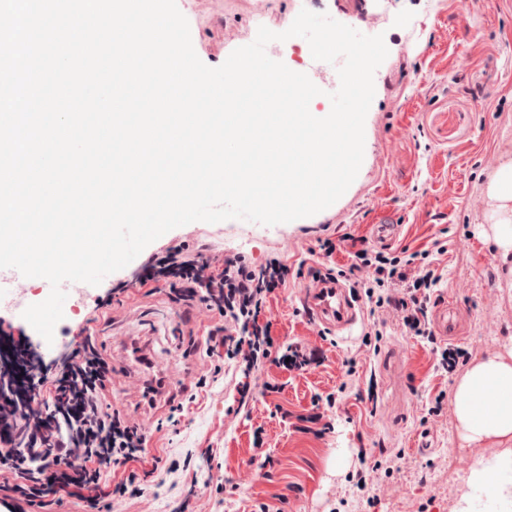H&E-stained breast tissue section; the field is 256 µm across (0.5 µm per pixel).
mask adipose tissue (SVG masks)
<instances>
[{
	"label": "adipose tissue",
	"mask_w": 512,
	"mask_h": 512,
	"mask_svg": "<svg viewBox=\"0 0 512 512\" xmlns=\"http://www.w3.org/2000/svg\"><path fill=\"white\" fill-rule=\"evenodd\" d=\"M498 203L494 239L503 251L512 250V166H502L488 187ZM455 415L467 443L499 442L498 468L512 469V361L491 355L475 363L457 388Z\"/></svg>",
	"instance_id": "ef3b65f1"
}]
</instances>
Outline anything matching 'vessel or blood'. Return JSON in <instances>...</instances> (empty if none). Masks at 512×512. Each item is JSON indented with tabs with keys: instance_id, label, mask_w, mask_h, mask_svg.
Segmentation results:
<instances>
[{
	"instance_id": "vessel-or-blood-1",
	"label": "vessel or blood",
	"mask_w": 512,
	"mask_h": 512,
	"mask_svg": "<svg viewBox=\"0 0 512 512\" xmlns=\"http://www.w3.org/2000/svg\"><path fill=\"white\" fill-rule=\"evenodd\" d=\"M313 321L333 333L350 329L359 319V305L340 283L318 284L305 293ZM433 322L442 337L460 336L461 321L452 303L442 300L434 309Z\"/></svg>"
}]
</instances>
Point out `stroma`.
<instances>
[{
    "instance_id": "obj_1",
    "label": "stroma",
    "mask_w": 512,
    "mask_h": 512,
    "mask_svg": "<svg viewBox=\"0 0 512 512\" xmlns=\"http://www.w3.org/2000/svg\"><path fill=\"white\" fill-rule=\"evenodd\" d=\"M194 50L217 67L248 45L257 22L287 30L301 11L345 14L362 34L383 35L388 55L374 74L365 119L364 159L343 196L322 212L283 226L243 220L193 222L165 233L152 249L185 239L208 251L237 250L260 264L277 257L295 268L311 261L318 239L331 238L336 266L349 238L373 241L379 225L400 224L394 249L442 246L441 298L464 315L456 338L471 361L512 350V255L494 241L495 204L487 186L512 164V0H177ZM312 279L289 280L266 303L281 342L319 351L302 369L265 362L251 376L255 397L233 401L242 373L214 378L205 354L182 358L166 336L179 311L162 293L129 291L123 305L95 315L94 300L64 307L54 346L78 345L84 333L112 350L113 408L137 422L149 454L162 457L138 498L112 512H448L455 474L449 439L459 437L453 406L427 411L438 393L454 396L466 372L437 367L430 345L405 335L397 312L381 324L362 318L345 336L308 317L302 299ZM380 329L376 347L364 334ZM151 337L170 382L205 379L185 400L177 423L141 398L124 342ZM274 385L265 393V385ZM427 452H420V445ZM272 461L255 459L256 448ZM395 455L391 473L374 470ZM372 472L356 486L362 467Z\"/></svg>"
}]
</instances>
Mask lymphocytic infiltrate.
I'll return each mask as SVG.
<instances>
[{
    "label": "lymphocytic infiltrate",
    "mask_w": 512,
    "mask_h": 512,
    "mask_svg": "<svg viewBox=\"0 0 512 512\" xmlns=\"http://www.w3.org/2000/svg\"><path fill=\"white\" fill-rule=\"evenodd\" d=\"M307 272L321 282L344 278L360 285L369 316L387 308L399 311L403 330L431 344L439 368L452 372L467 360L464 348L439 343L429 326L442 280L431 252L364 246L350 250L343 267L311 266ZM289 274L277 258L254 265L239 252L219 257L181 242L149 255L131 280L110 284L97 305H123L135 286L164 292L187 315L204 306L211 323L203 333L178 325L171 341L183 357L202 351L238 369L244 380L236 386L235 400L243 406L253 398L250 374L273 354L283 353L297 368L319 359L317 350L301 343L278 345L271 322L260 319L268 298L287 286ZM4 328L18 340L0 352V466L13 475L12 482L0 484V502L10 512H47L52 495L62 491L86 497L96 512H109L115 502L139 497L160 461L148 456L140 428L108 401L111 351L88 337L54 356L37 354L24 326L0 316ZM126 352L143 369L144 395L162 397L169 415L180 413L188 384L166 387L147 345L134 341ZM44 385L49 396L43 400Z\"/></svg>",
    "instance_id": "lymphocytic-infiltrate-1"
}]
</instances>
